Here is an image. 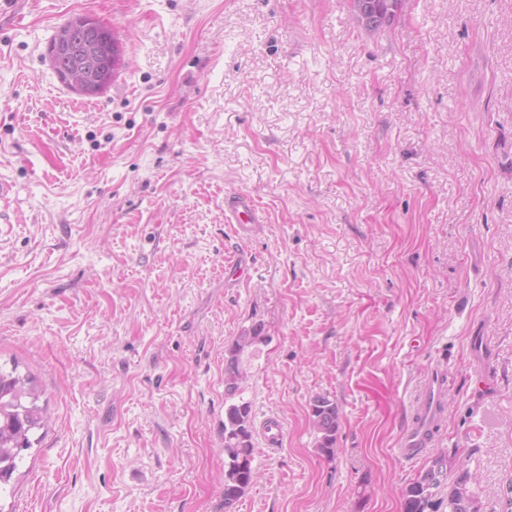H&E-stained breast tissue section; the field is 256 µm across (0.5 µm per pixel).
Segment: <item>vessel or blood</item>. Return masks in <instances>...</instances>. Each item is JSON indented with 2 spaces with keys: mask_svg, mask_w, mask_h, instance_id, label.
<instances>
[{
  "mask_svg": "<svg viewBox=\"0 0 512 512\" xmlns=\"http://www.w3.org/2000/svg\"><path fill=\"white\" fill-rule=\"evenodd\" d=\"M224 211L229 223L234 224L239 237L250 234L254 224L259 223L258 208L252 197L231 192L224 196ZM448 382L444 373L431 372L424 383L414 413L402 430L398 440V455L407 461L417 459L437 440L443 420Z\"/></svg>",
  "mask_w": 512,
  "mask_h": 512,
  "instance_id": "vessel-or-blood-1",
  "label": "vessel or blood"
}]
</instances>
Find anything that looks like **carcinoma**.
<instances>
[{"instance_id":"obj_1","label":"carcinoma","mask_w":512,"mask_h":512,"mask_svg":"<svg viewBox=\"0 0 512 512\" xmlns=\"http://www.w3.org/2000/svg\"><path fill=\"white\" fill-rule=\"evenodd\" d=\"M382 7L378 31L390 25L401 10L403 0H377ZM62 28L67 30L71 50L52 59V67L59 78L79 71L87 79L80 95L88 98L102 94L112 85L121 56L112 57V65L100 63L90 54V49L104 41L119 48L112 30L100 23L80 24L77 19L67 21ZM263 327L254 324L242 331L229 351L224 368L226 395H236L245 375L240 369L239 354L255 342L263 339ZM42 396L34 379L0 369V483L7 482L18 468L21 452L33 446L31 434L46 425V409L39 404ZM311 422L317 434V448L326 454L334 452L336 432L339 427V411L336 403L326 396H317L311 404ZM251 409L247 402L231 403L224 413V451L228 456L224 470V508L231 509L245 494L254 480L252 454L254 450ZM446 476L445 457L439 456L423 475L410 483L403 494V512H426L432 505L435 489L441 486ZM476 481L466 467H461L455 480L448 486V512H479L473 488Z\"/></svg>"}]
</instances>
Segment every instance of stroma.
Returning <instances> with one entry per match:
<instances>
[{"mask_svg": "<svg viewBox=\"0 0 512 512\" xmlns=\"http://www.w3.org/2000/svg\"><path fill=\"white\" fill-rule=\"evenodd\" d=\"M0 11V367L48 422L0 512H224V364L253 483L233 512H402L436 457L512 479V0H13ZM111 27L94 98L53 70L69 19ZM261 222L239 238L224 195ZM247 258V274L228 267ZM448 372L436 444L397 454ZM334 400L333 454L316 396ZM262 332L263 327L261 324L252 325L250 328L242 331L234 346L230 349V355L226 360L224 368V385L227 396L234 397L245 378L243 371L240 369L239 354L245 348L263 339L264 336H261ZM310 417L317 434V448L326 454L333 453L339 427L336 403L327 396H316L311 404Z\"/></svg>", "mask_w": 512, "mask_h": 512, "instance_id": "1", "label": "stroma"}]
</instances>
